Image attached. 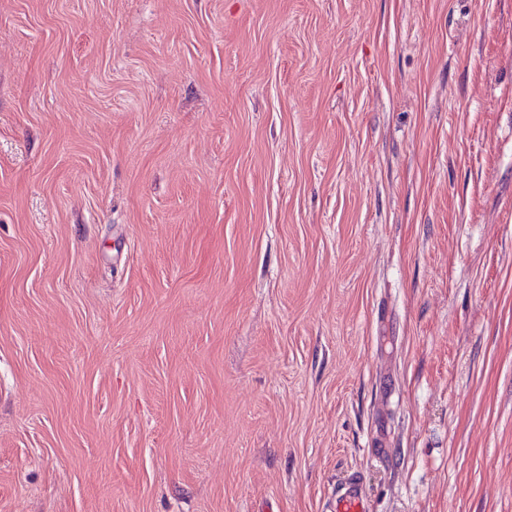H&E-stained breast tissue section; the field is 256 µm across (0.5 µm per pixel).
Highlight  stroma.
<instances>
[{
  "label": "stroma",
  "mask_w": 512,
  "mask_h": 512,
  "mask_svg": "<svg viewBox=\"0 0 512 512\" xmlns=\"http://www.w3.org/2000/svg\"><path fill=\"white\" fill-rule=\"evenodd\" d=\"M339 473L512 512V0H0V512Z\"/></svg>",
  "instance_id": "1"
}]
</instances>
